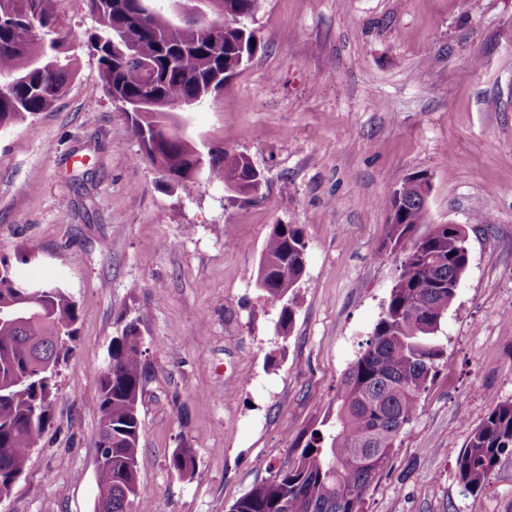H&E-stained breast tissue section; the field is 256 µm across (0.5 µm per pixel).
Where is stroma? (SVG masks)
<instances>
[{
	"mask_svg": "<svg viewBox=\"0 0 512 512\" xmlns=\"http://www.w3.org/2000/svg\"><path fill=\"white\" fill-rule=\"evenodd\" d=\"M255 28L252 60L177 118L198 148L248 156L264 201L163 186L85 50L54 106L0 128V253L35 248L26 275L62 282L79 315L43 440L0 512H95L100 380L132 319L151 512H227L288 467L335 412L399 273L376 201L417 174L418 235L464 225L469 265L439 333L447 361L362 508L512 512V455L479 493L455 474L490 399L512 401V0H265ZM276 224L307 242L284 340L255 286ZM175 448L193 449V477L169 468Z\"/></svg>",
	"mask_w": 512,
	"mask_h": 512,
	"instance_id": "stroma-1",
	"label": "stroma"
}]
</instances>
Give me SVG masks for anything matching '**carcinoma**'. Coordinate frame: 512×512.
<instances>
[{"instance_id":"cac0c4a2","label":"carcinoma","mask_w":512,"mask_h":512,"mask_svg":"<svg viewBox=\"0 0 512 512\" xmlns=\"http://www.w3.org/2000/svg\"><path fill=\"white\" fill-rule=\"evenodd\" d=\"M83 2L92 26L79 43L97 58L102 87L127 115L139 157L168 187L193 182L199 172L212 183L233 177L239 196L251 200L259 180L250 159L217 146L201 152L167 105L200 104L251 60L258 44L249 22L263 0H207L241 20L220 31L196 21L178 24L156 12V0ZM68 42L56 0H0V127L48 110L65 93L78 70ZM400 192L381 201L389 214L386 242L404 252L400 272L372 334L344 373L335 418L311 432L293 465L254 485L228 512H361L362 496L387 468L401 430L415 416L422 391L444 362L438 332L456 300L469 250L466 237L446 224L414 238L427 207L416 186ZM306 249L299 225L276 224L258 264L257 288L282 304L277 331L284 338ZM31 253L0 255V499L12 494V474L25 470L57 399L54 373L38 361L60 365L78 335L77 304L62 283L43 281L47 291L34 300L18 287L19 266ZM108 356L98 438L112 448V460L96 469L99 494L108 512H147L137 480L146 371L135 324L112 337ZM509 455L512 402L492 399L456 459V477L477 493ZM169 467L193 476V450L173 449Z\"/></svg>"}]
</instances>
